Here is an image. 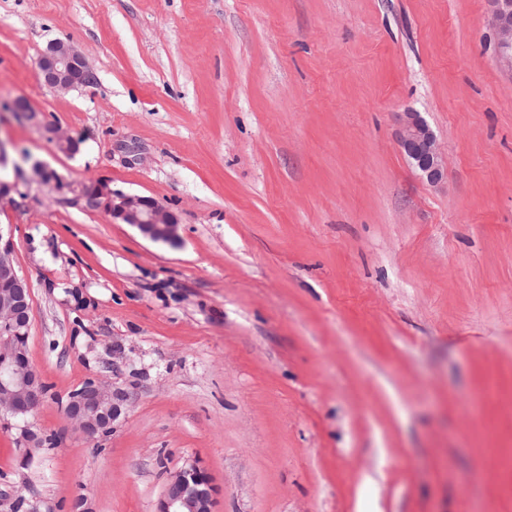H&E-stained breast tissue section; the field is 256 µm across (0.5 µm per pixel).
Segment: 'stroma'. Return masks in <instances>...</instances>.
I'll return each mask as SVG.
<instances>
[{
  "instance_id": "1",
  "label": "stroma",
  "mask_w": 512,
  "mask_h": 512,
  "mask_svg": "<svg viewBox=\"0 0 512 512\" xmlns=\"http://www.w3.org/2000/svg\"><path fill=\"white\" fill-rule=\"evenodd\" d=\"M489 0H0V142L174 212L176 242L16 174L39 411L0 414V512H512V61ZM73 43L95 85L44 86ZM435 133L428 183L398 142ZM81 139L58 151L50 127ZM126 394L87 437L65 405ZM34 433L47 442L26 449ZM400 146L430 183L443 177L444 157L434 133L418 112H406L400 133ZM210 477L192 464L172 475L159 512H213Z\"/></svg>"
}]
</instances>
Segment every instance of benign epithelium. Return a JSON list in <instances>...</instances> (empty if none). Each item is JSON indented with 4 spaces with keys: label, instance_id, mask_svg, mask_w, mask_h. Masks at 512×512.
<instances>
[{
    "label": "benign epithelium",
    "instance_id": "7a95c632",
    "mask_svg": "<svg viewBox=\"0 0 512 512\" xmlns=\"http://www.w3.org/2000/svg\"><path fill=\"white\" fill-rule=\"evenodd\" d=\"M491 26L500 52L512 60V0H492ZM37 70L43 84L56 92H68L95 79L88 58L68 40L49 43L37 60ZM51 131L59 151L67 155L78 152L77 140L55 127ZM400 146L429 182L442 179V151L418 113H405ZM34 172L59 194L74 191L69 182L49 172L41 163L35 164ZM92 187V193L83 188L78 192V199L85 207L102 210L153 240H176L177 218L156 200L116 193L100 179L93 180ZM30 319V284L16 267L11 239L4 238L0 232V362L11 365L8 377L0 378V410L13 416L30 414L43 402L44 385L28 358ZM123 401L120 391L92 380L70 396L66 412L85 434L94 437L112 430ZM212 507L210 477L192 464L172 475L160 512H213Z\"/></svg>",
    "mask_w": 512,
    "mask_h": 512
}]
</instances>
